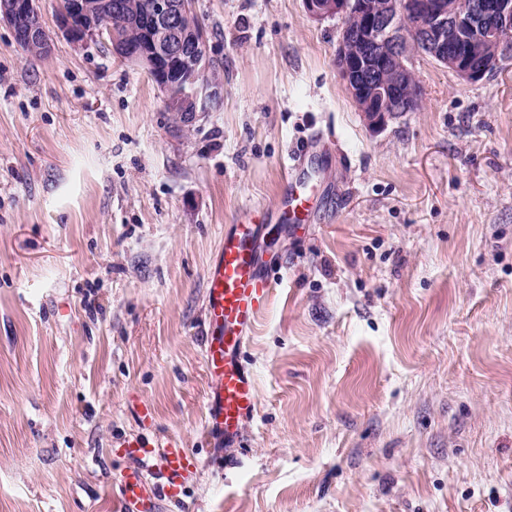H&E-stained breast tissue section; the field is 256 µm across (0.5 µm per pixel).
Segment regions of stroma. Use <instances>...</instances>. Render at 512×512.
Listing matches in <instances>:
<instances>
[{
    "label": "stroma",
    "instance_id": "1",
    "mask_svg": "<svg viewBox=\"0 0 512 512\" xmlns=\"http://www.w3.org/2000/svg\"><path fill=\"white\" fill-rule=\"evenodd\" d=\"M38 7L47 56L0 24V512H114L136 435L200 463L156 512H512V58L471 84L414 54L421 105L375 133L342 19L196 0L221 95L181 132L142 68ZM305 146L318 211L295 234L275 219ZM257 206L259 405L217 458L205 277Z\"/></svg>",
    "mask_w": 512,
    "mask_h": 512
}]
</instances>
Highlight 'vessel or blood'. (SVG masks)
<instances>
[{
	"label": "vessel or blood",
	"instance_id": "obj_1",
	"mask_svg": "<svg viewBox=\"0 0 512 512\" xmlns=\"http://www.w3.org/2000/svg\"><path fill=\"white\" fill-rule=\"evenodd\" d=\"M304 151L289 154L288 188L281 198L282 219L306 223L316 197L313 186L298 178ZM259 222L247 217L224 235L206 276L209 333L203 358L210 380L204 431L215 444L234 447L252 418L258 393L254 378L241 362V353L266 306L272 283L262 270L255 236ZM118 455L127 459L119 481L116 512H154L157 495L180 499L197 461L181 442L164 436L152 441L120 443Z\"/></svg>",
	"mask_w": 512,
	"mask_h": 512
}]
</instances>
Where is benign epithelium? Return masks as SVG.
<instances>
[{"instance_id": "7a95c632", "label": "benign epithelium", "mask_w": 512, "mask_h": 512, "mask_svg": "<svg viewBox=\"0 0 512 512\" xmlns=\"http://www.w3.org/2000/svg\"><path fill=\"white\" fill-rule=\"evenodd\" d=\"M317 20L340 17L336 50L339 76L367 127L379 132L419 98L407 94L416 81L408 67L421 52L444 64L460 79L476 83L486 60L512 55V0H303ZM112 0H67L57 17L58 31L72 42L112 34L106 16ZM196 14L195 0H151L140 24L142 40L117 55L143 68L174 105L181 124L193 127L206 104L220 96L206 79L210 57L200 26L191 33L182 20ZM0 23L8 25L17 45L51 50L37 0H0Z\"/></svg>"}]
</instances>
